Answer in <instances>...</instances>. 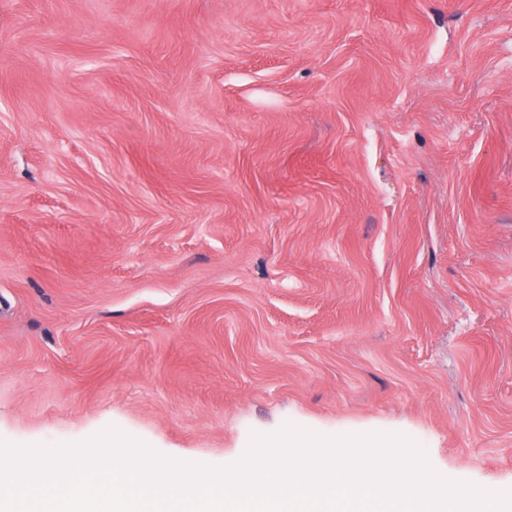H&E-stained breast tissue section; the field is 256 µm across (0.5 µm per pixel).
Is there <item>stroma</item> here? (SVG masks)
I'll return each mask as SVG.
<instances>
[{
  "mask_svg": "<svg viewBox=\"0 0 512 512\" xmlns=\"http://www.w3.org/2000/svg\"><path fill=\"white\" fill-rule=\"evenodd\" d=\"M290 422L512 489V0H0V440Z\"/></svg>",
  "mask_w": 512,
  "mask_h": 512,
  "instance_id": "stroma-1",
  "label": "stroma"
}]
</instances>
